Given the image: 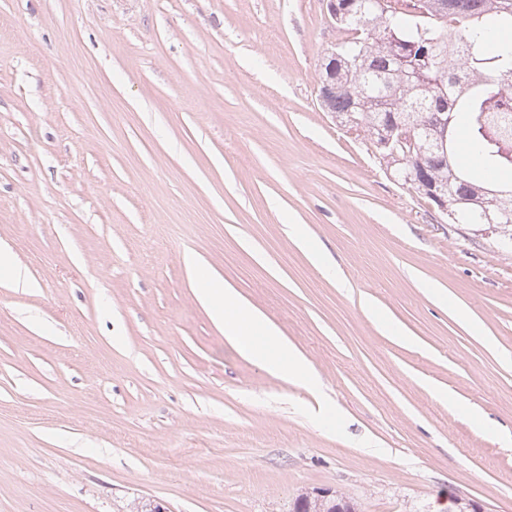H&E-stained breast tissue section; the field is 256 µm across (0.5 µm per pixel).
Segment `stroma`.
Returning a JSON list of instances; mask_svg holds the SVG:
<instances>
[{
  "label": "stroma",
  "instance_id": "1",
  "mask_svg": "<svg viewBox=\"0 0 512 512\" xmlns=\"http://www.w3.org/2000/svg\"><path fill=\"white\" fill-rule=\"evenodd\" d=\"M337 37L323 0H0V512H512V240L322 110ZM188 253L321 393L225 339ZM332 495V496H331ZM323 498H320V497ZM302 494L299 496L293 506V512H337L336 508L348 509L344 512H356L354 503L333 495L332 491L324 490L319 493ZM330 496V497H329ZM329 497V498H327ZM327 498V499H325Z\"/></svg>",
  "mask_w": 512,
  "mask_h": 512
}]
</instances>
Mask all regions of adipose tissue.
Listing matches in <instances>:
<instances>
[{
	"label": "adipose tissue",
	"instance_id": "adipose-tissue-1",
	"mask_svg": "<svg viewBox=\"0 0 512 512\" xmlns=\"http://www.w3.org/2000/svg\"><path fill=\"white\" fill-rule=\"evenodd\" d=\"M185 263L192 277L202 283L199 301L210 311L227 340L276 377L301 386L315 382L312 364L287 343L275 325L241 301L222 278L200 267L193 256H186Z\"/></svg>",
	"mask_w": 512,
	"mask_h": 512
}]
</instances>
